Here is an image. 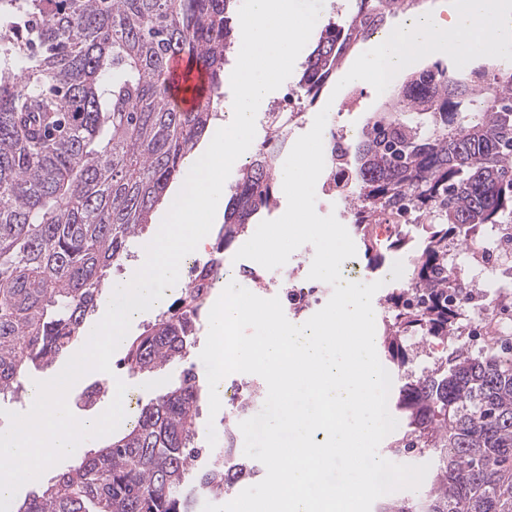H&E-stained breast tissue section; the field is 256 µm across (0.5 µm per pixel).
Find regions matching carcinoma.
<instances>
[{"instance_id":"1","label":"carcinoma","mask_w":512,"mask_h":512,"mask_svg":"<svg viewBox=\"0 0 512 512\" xmlns=\"http://www.w3.org/2000/svg\"><path fill=\"white\" fill-rule=\"evenodd\" d=\"M236 2L0 0V396L25 392L32 372L84 336L112 267L182 175L217 116ZM417 4L359 0L350 19L320 34L299 89L315 101L359 42ZM175 58L207 76L208 94L190 111L169 102ZM346 165V206L369 266L405 245L396 218L406 208L424 218L416 306L404 305V287L387 297L384 348L402 368L420 343L448 341L465 316L448 305V240L512 215V67L460 78L435 64L354 136ZM277 168L260 149L241 169L218 249L274 204ZM379 224L394 225L384 243ZM202 287L186 288L129 343L128 372L154 375L187 359ZM201 397L190 365L16 512H190L196 495L254 476L259 466L233 447L229 426L215 466L195 468ZM394 399L404 429L386 452L413 448L433 471L422 496L386 498L375 512H512V338L478 352L456 347L424 373L401 375Z\"/></svg>"}]
</instances>
